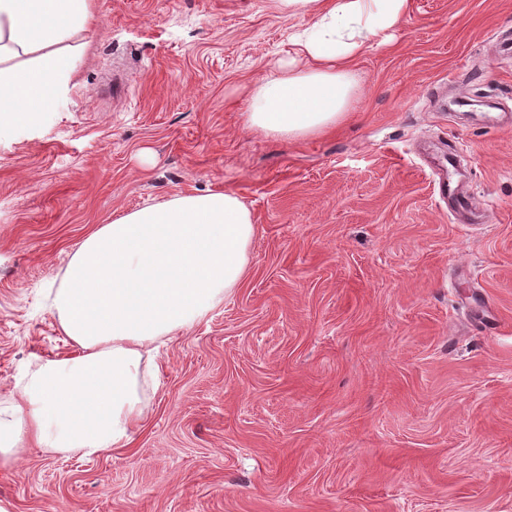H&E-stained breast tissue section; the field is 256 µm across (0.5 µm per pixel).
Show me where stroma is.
<instances>
[{
  "label": "stroma",
  "mask_w": 512,
  "mask_h": 512,
  "mask_svg": "<svg viewBox=\"0 0 512 512\" xmlns=\"http://www.w3.org/2000/svg\"><path fill=\"white\" fill-rule=\"evenodd\" d=\"M44 122L0 133V400L73 348L47 291L97 225L229 191L248 273L160 346L130 443H31L7 512H512V0H410L336 128L282 142L250 93L303 20L275 0H94ZM472 203L452 216L432 165Z\"/></svg>",
  "instance_id": "35a3bbf8"
}]
</instances>
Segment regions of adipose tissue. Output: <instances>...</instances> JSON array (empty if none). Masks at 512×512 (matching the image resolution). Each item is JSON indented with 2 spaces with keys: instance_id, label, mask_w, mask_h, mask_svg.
Listing matches in <instances>:
<instances>
[{
  "instance_id": "obj_1",
  "label": "adipose tissue",
  "mask_w": 512,
  "mask_h": 512,
  "mask_svg": "<svg viewBox=\"0 0 512 512\" xmlns=\"http://www.w3.org/2000/svg\"><path fill=\"white\" fill-rule=\"evenodd\" d=\"M308 18L291 43L303 68L281 65L251 93L249 128L281 141L330 130L357 92L352 65L387 43L409 0H278ZM96 22L93 0H0V131L39 123L75 72ZM257 226L234 193L182 195L102 224L78 245L51 308L73 354L43 360L0 406V465L26 439L50 453L94 456L128 444L146 417L173 341L244 279Z\"/></svg>"
}]
</instances>
